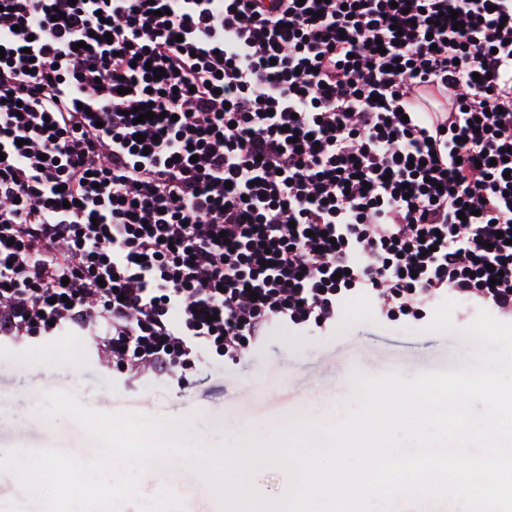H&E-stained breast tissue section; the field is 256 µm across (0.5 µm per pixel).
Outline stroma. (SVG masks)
Returning a JSON list of instances; mask_svg holds the SVG:
<instances>
[{"mask_svg": "<svg viewBox=\"0 0 512 512\" xmlns=\"http://www.w3.org/2000/svg\"><path fill=\"white\" fill-rule=\"evenodd\" d=\"M474 341L456 332H426L421 326L379 325L367 298L354 299L348 315L322 335L299 336L281 328L276 337L238 366L218 370L202 363L188 382L146 380L131 386L103 377L92 337L61 330L17 344L0 339V449H58L88 462L99 453L96 439L74 418L40 415L42 395L60 390L88 408L116 414L181 418L189 441L217 444L244 434L267 440L282 419L319 420L335 427L356 410L346 382L352 368L372 378L395 372L411 380L466 365ZM142 501L162 493L201 498L215 493L198 471L176 472L156 464L138 481Z\"/></svg>", "mask_w": 512, "mask_h": 512, "instance_id": "stroma-1", "label": "stroma"}]
</instances>
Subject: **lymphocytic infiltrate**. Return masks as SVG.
I'll use <instances>...</instances> for the list:
<instances>
[{
  "mask_svg": "<svg viewBox=\"0 0 512 512\" xmlns=\"http://www.w3.org/2000/svg\"><path fill=\"white\" fill-rule=\"evenodd\" d=\"M0 49V338L135 383L359 296L512 320V0H0Z\"/></svg>",
  "mask_w": 512,
  "mask_h": 512,
  "instance_id": "lymphocytic-infiltrate-1",
  "label": "lymphocytic infiltrate"
}]
</instances>
